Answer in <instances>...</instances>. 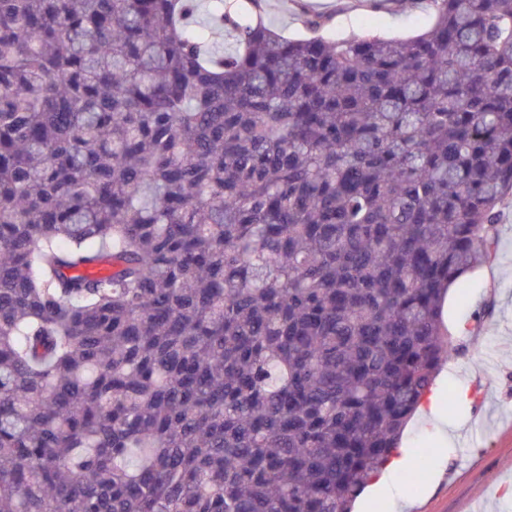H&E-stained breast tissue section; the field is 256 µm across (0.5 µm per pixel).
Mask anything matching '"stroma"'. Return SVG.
<instances>
[{
  "label": "stroma",
  "mask_w": 512,
  "mask_h": 512,
  "mask_svg": "<svg viewBox=\"0 0 512 512\" xmlns=\"http://www.w3.org/2000/svg\"><path fill=\"white\" fill-rule=\"evenodd\" d=\"M336 16L334 33L347 37L369 29L386 38L422 32L432 20L425 0H268V20L285 36L298 37L301 5ZM467 297L449 291L444 321L449 335H460L465 355L446 364L433 391L442 405L450 441L432 423L416 415L401 445L428 448L426 472L417 465L393 472L396 493H381L369 512H469L480 500L481 512H512V201L501 208L495 260L467 275ZM478 323L477 334H458L461 325ZM421 474L420 489L410 493L407 480Z\"/></svg>",
  "instance_id": "obj_1"
}]
</instances>
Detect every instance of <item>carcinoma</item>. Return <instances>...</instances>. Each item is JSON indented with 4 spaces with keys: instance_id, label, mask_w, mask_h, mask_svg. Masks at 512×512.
I'll list each match as a JSON object with an SVG mask.
<instances>
[{
    "instance_id": "carcinoma-1",
    "label": "carcinoma",
    "mask_w": 512,
    "mask_h": 512,
    "mask_svg": "<svg viewBox=\"0 0 512 512\" xmlns=\"http://www.w3.org/2000/svg\"><path fill=\"white\" fill-rule=\"evenodd\" d=\"M266 2L0 0V512H351L462 351L512 0ZM380 3L375 8L373 4ZM300 4L336 14V37H348L370 29L386 38H407L421 33L432 20V10L425 2L408 0H269L268 21L285 36L305 34L298 15Z\"/></svg>"
}]
</instances>
